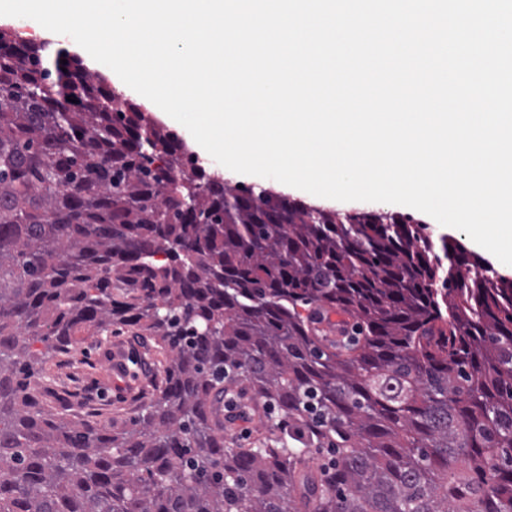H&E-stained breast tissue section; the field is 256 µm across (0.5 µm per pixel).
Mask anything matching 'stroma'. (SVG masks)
<instances>
[{
  "label": "stroma",
  "mask_w": 512,
  "mask_h": 512,
  "mask_svg": "<svg viewBox=\"0 0 512 512\" xmlns=\"http://www.w3.org/2000/svg\"><path fill=\"white\" fill-rule=\"evenodd\" d=\"M1 26L14 28L21 37L44 45L47 54L63 49L79 57L87 69L102 76L112 89L140 105L161 125H168L164 111L130 87L121 85L110 68L95 61L69 36L44 35L35 27L16 23L6 16H0ZM330 207L342 213L384 211L404 215L425 224L433 238H454L482 264L498 268L494 256L473 242L466 233L440 225L429 215L413 208L382 202L336 200L331 201ZM498 270L500 276H512L511 270ZM156 359L155 352L140 348L130 333L101 335L91 330L80 334L75 350L39 361L35 369L41 378V389L50 413H61L68 420L98 428L127 420L136 406L148 400L159 381Z\"/></svg>",
  "instance_id": "35a3bbf8"
}]
</instances>
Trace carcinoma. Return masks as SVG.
<instances>
[{
	"mask_svg": "<svg viewBox=\"0 0 512 512\" xmlns=\"http://www.w3.org/2000/svg\"><path fill=\"white\" fill-rule=\"evenodd\" d=\"M424 230L228 187L1 29L0 512H512V279ZM91 328L167 356L128 428L32 384ZM225 394L265 418L247 448Z\"/></svg>",
	"mask_w": 512,
	"mask_h": 512,
	"instance_id": "obj_1",
	"label": "carcinoma"
}]
</instances>
